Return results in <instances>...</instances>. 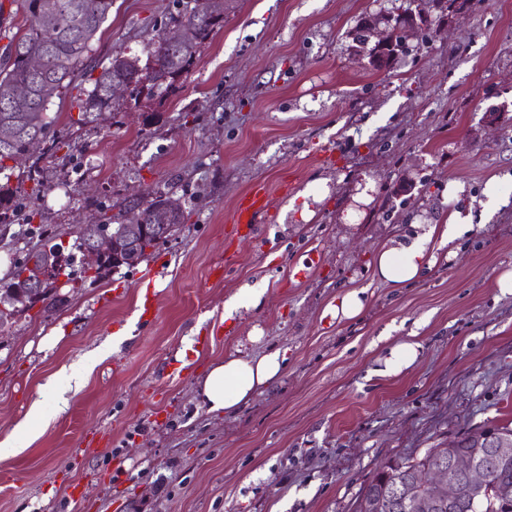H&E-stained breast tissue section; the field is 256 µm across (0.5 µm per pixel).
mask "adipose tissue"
<instances>
[{
  "label": "adipose tissue",
  "instance_id": "1",
  "mask_svg": "<svg viewBox=\"0 0 512 512\" xmlns=\"http://www.w3.org/2000/svg\"><path fill=\"white\" fill-rule=\"evenodd\" d=\"M471 227L470 215L456 210L445 223L422 224L414 235L390 239L376 257L378 277L398 288L417 280L424 269L436 265L438 250L454 257L456 240ZM285 360L279 350L257 358L225 357L210 364L197 382V394L209 412H232L276 380Z\"/></svg>",
  "mask_w": 512,
  "mask_h": 512
}]
</instances>
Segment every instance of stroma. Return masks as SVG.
Masks as SVG:
<instances>
[{
    "instance_id": "stroma-1",
    "label": "stroma",
    "mask_w": 512,
    "mask_h": 512,
    "mask_svg": "<svg viewBox=\"0 0 512 512\" xmlns=\"http://www.w3.org/2000/svg\"><path fill=\"white\" fill-rule=\"evenodd\" d=\"M408 9L428 14L429 35L373 70L351 31ZM175 12L114 0L79 72L117 51L147 59ZM50 110L75 147L43 156L23 189L67 250L104 207L149 188L180 196L185 222L147 261L63 285L64 304L0 330V441L16 449L0 463V512H355L387 459L512 426V294L498 287L512 203L484 213L490 183L512 199V0L457 14L432 0H224L223 27L175 93L135 112L83 118L68 95ZM260 185L271 207L241 236L231 215ZM457 209L473 228L455 257L402 288L376 276L388 239ZM246 286L258 306L225 317ZM349 291L365 308L337 318ZM147 293L158 312L143 323ZM412 334L417 360L376 375ZM275 348L288 352L276 381L207 412L197 381L212 362ZM65 371L81 384L48 388Z\"/></svg>"
}]
</instances>
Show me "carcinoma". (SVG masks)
Returning a JSON list of instances; mask_svg holds the SVG:
<instances>
[{"label": "carcinoma", "mask_w": 512, "mask_h": 512, "mask_svg": "<svg viewBox=\"0 0 512 512\" xmlns=\"http://www.w3.org/2000/svg\"><path fill=\"white\" fill-rule=\"evenodd\" d=\"M113 0H17L26 14V32L13 37L9 43L6 62L0 66V224L23 220L27 233L42 238L41 247L18 260L15 271L5 283H0V295L9 286L22 282L42 262L47 251L63 247L48 229L31 227L34 211L24 213L26 205L18 190L10 186L16 158L29 153L37 140L46 145V152L55 153L66 143L55 136L53 119L48 116L53 99L62 98L73 81L77 65L90 57L92 42L112 11ZM174 22L179 25L182 40L176 47L165 42V29L157 31L152 52L154 80L161 92H169L192 66L213 32L224 26V0H195L194 6H184ZM142 70L139 58L121 53L91 68V89L83 91L77 100L79 111L86 117L94 112L115 111L118 98L112 95L113 84L134 79ZM20 88L28 89V97L17 99ZM139 211L143 219L155 221L164 217L173 228L184 222V210L174 193L149 191L137 199L125 200L123 213ZM63 274L71 283H85L88 268L65 257ZM482 430L462 434L456 451L479 458L488 449L478 447L477 437ZM448 453L446 448H430L420 458H404L395 465L376 472L363 487L356 512H396L383 502L385 491L395 482L424 494L415 483V473ZM491 482L496 486L512 487V462L490 467ZM452 512H500L499 502L483 498L473 504L464 499Z\"/></svg>", "instance_id": "cac0c4a2"}]
</instances>
